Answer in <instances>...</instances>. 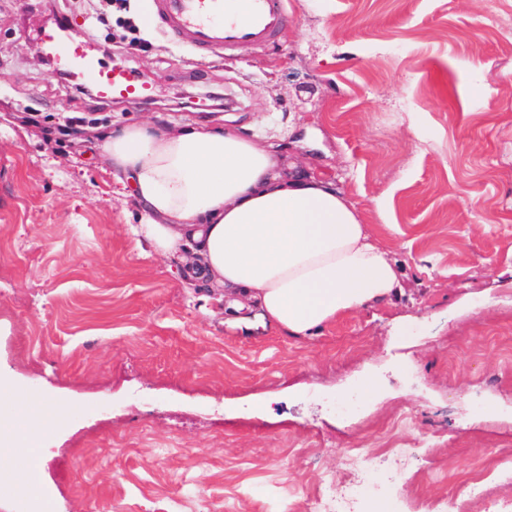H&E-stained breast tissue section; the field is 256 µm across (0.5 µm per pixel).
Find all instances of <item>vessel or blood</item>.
Segmentation results:
<instances>
[{
  "instance_id": "obj_1",
  "label": "vessel or blood",
  "mask_w": 512,
  "mask_h": 512,
  "mask_svg": "<svg viewBox=\"0 0 512 512\" xmlns=\"http://www.w3.org/2000/svg\"><path fill=\"white\" fill-rule=\"evenodd\" d=\"M238 1L147 0L146 18L192 50L213 55L272 43L288 22L286 0H242L246 3L242 11ZM67 29V23L60 22L43 34L60 65L79 69L101 98H148L149 85L136 82L125 65L103 67L80 46L65 40Z\"/></svg>"
}]
</instances>
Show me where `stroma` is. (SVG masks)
Listing matches in <instances>:
<instances>
[{
    "mask_svg": "<svg viewBox=\"0 0 512 512\" xmlns=\"http://www.w3.org/2000/svg\"><path fill=\"white\" fill-rule=\"evenodd\" d=\"M288 0L267 46L209 60L145 0H0V377L5 406L67 411L31 476L45 512H311L345 450L370 449L364 512H450L512 454V0ZM64 15L149 100L105 102L34 52ZM235 125L332 179L402 293L309 337L224 309L137 235L140 205L97 141L131 124ZM412 451L398 460L393 445Z\"/></svg>",
    "mask_w": 512,
    "mask_h": 512,
    "instance_id": "obj_1",
    "label": "stroma"
}]
</instances>
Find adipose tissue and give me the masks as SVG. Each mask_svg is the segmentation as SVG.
Wrapping results in <instances>:
<instances>
[{"label":"adipose tissue","mask_w":512,"mask_h":512,"mask_svg":"<svg viewBox=\"0 0 512 512\" xmlns=\"http://www.w3.org/2000/svg\"><path fill=\"white\" fill-rule=\"evenodd\" d=\"M99 150L127 179L155 253L191 247L193 270L230 309L257 306L308 337L401 290L395 262L334 182L282 166L276 146L234 126L134 124Z\"/></svg>","instance_id":"obj_1"}]
</instances>
